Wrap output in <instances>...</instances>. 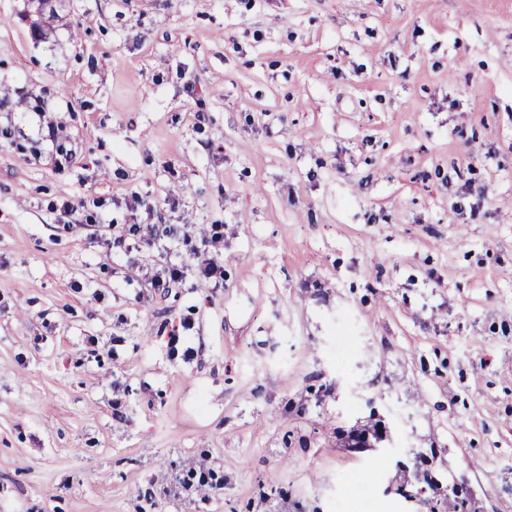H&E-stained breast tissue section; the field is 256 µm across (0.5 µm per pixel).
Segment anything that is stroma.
Returning <instances> with one entry per match:
<instances>
[{
	"label": "stroma",
	"instance_id": "obj_1",
	"mask_svg": "<svg viewBox=\"0 0 512 512\" xmlns=\"http://www.w3.org/2000/svg\"><path fill=\"white\" fill-rule=\"evenodd\" d=\"M5 127L0 512H512V0H0ZM125 228L116 235L111 234L105 239V245L110 249H129L130 243L144 244L150 249H156L165 255L163 263L148 280L149 288L160 294L169 292L170 288L181 283L192 272L198 280L211 288L224 285V260L221 250L224 249L223 224H211L205 237L201 240L204 246L203 254H210L196 265H191L183 259L182 247L190 246L187 250L198 258L199 250L190 245L192 240L182 232L180 224H125ZM206 251V252H205Z\"/></svg>",
	"mask_w": 512,
	"mask_h": 512
}]
</instances>
